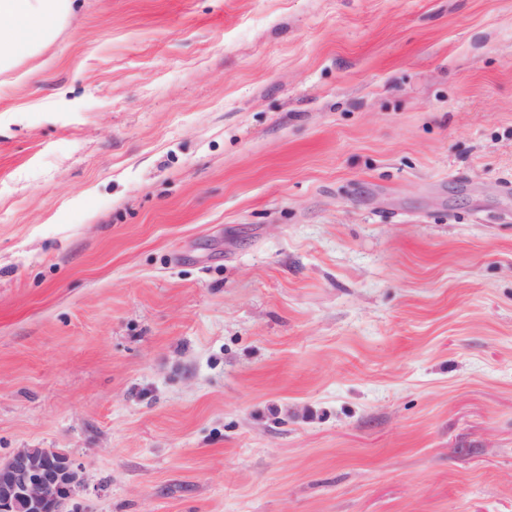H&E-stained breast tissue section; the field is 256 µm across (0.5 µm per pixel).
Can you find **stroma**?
I'll use <instances>...</instances> for the list:
<instances>
[{
  "instance_id": "stroma-1",
  "label": "stroma",
  "mask_w": 512,
  "mask_h": 512,
  "mask_svg": "<svg viewBox=\"0 0 512 512\" xmlns=\"http://www.w3.org/2000/svg\"><path fill=\"white\" fill-rule=\"evenodd\" d=\"M0 75V457L74 512H512V0H77ZM1 474V512H44L47 508L64 512L79 481L69 456L43 453L37 448H21L0 460Z\"/></svg>"
}]
</instances>
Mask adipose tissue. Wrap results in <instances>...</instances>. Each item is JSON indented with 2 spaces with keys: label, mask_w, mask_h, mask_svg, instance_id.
I'll list each match as a JSON object with an SVG mask.
<instances>
[{
  "label": "adipose tissue",
  "mask_w": 512,
  "mask_h": 512,
  "mask_svg": "<svg viewBox=\"0 0 512 512\" xmlns=\"http://www.w3.org/2000/svg\"><path fill=\"white\" fill-rule=\"evenodd\" d=\"M74 8V0H0V73L53 41ZM29 31L34 39L23 40Z\"/></svg>",
  "instance_id": "obj_1"
}]
</instances>
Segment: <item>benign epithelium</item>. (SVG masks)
Listing matches in <instances>:
<instances>
[{"mask_svg":"<svg viewBox=\"0 0 512 512\" xmlns=\"http://www.w3.org/2000/svg\"><path fill=\"white\" fill-rule=\"evenodd\" d=\"M0 512H64L78 484L73 460L62 453L21 448L0 460Z\"/></svg>","mask_w":512,"mask_h":512,"instance_id":"benign-epithelium-1","label":"benign epithelium"}]
</instances>
